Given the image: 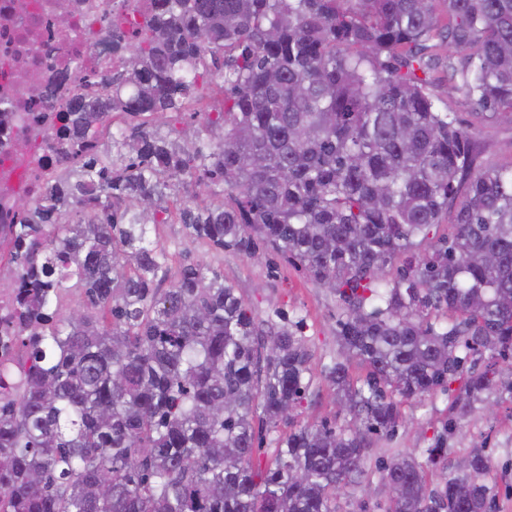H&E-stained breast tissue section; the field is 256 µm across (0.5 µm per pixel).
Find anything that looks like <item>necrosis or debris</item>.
<instances>
[{
	"mask_svg": "<svg viewBox=\"0 0 512 512\" xmlns=\"http://www.w3.org/2000/svg\"><path fill=\"white\" fill-rule=\"evenodd\" d=\"M147 0H69L75 31L56 27L57 0H0V404L22 386L25 351L17 342L14 314L36 271L15 259L14 225L19 198H34L60 166L55 152L59 113L70 90L87 74L75 67L68 84L52 86L56 64L78 55L120 61L130 28L109 38L103 20Z\"/></svg>",
	"mask_w": 512,
	"mask_h": 512,
	"instance_id": "obj_1",
	"label": "necrosis or debris"
}]
</instances>
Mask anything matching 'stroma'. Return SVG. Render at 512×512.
I'll list each match as a JSON object with an SVG mask.
<instances>
[{"label":"stroma","mask_w":512,"mask_h":512,"mask_svg":"<svg viewBox=\"0 0 512 512\" xmlns=\"http://www.w3.org/2000/svg\"><path fill=\"white\" fill-rule=\"evenodd\" d=\"M429 96L463 127L476 134L481 169H497L512 164V124L484 118L465 92L449 90L445 81L435 79L426 87ZM152 241L163 245L173 261L183 255L221 272L252 307L259 320L277 327L298 328L311 351L310 388L302 403L300 419L319 422L335 415L334 392L324 377V367L335 357L336 320L341 312L335 295L308 280L291 264H275L247 259L231 251H219L202 240L192 239L184 225L155 224ZM491 408L476 407L449 435L451 453L484 449L494 464L496 512H512V397L495 393ZM448 394L439 392L423 403H408L406 416L390 437L372 439L370 460L390 458L396 452H416L428 447L448 422ZM368 482L343 496L339 512H388L389 494L376 473Z\"/></svg>","instance_id":"35a3bbf8"}]
</instances>
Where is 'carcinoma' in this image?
<instances>
[{
    "label": "carcinoma",
    "instance_id": "carcinoma-1",
    "mask_svg": "<svg viewBox=\"0 0 512 512\" xmlns=\"http://www.w3.org/2000/svg\"><path fill=\"white\" fill-rule=\"evenodd\" d=\"M434 2L148 0L142 21L124 19L129 57L89 66L62 116L59 174L18 203L17 239L41 266L20 301L23 389L0 407L1 508L336 512L403 404L457 383L461 417L512 395V165L477 170L473 133L426 93L440 62L512 123V0H442V17ZM217 96L204 145L150 129ZM114 112L139 122L107 137ZM186 182L212 197L181 200L191 237L273 254L338 297L326 378L352 426L295 422L311 359L296 332L263 327L214 269L171 272L149 226L169 223ZM69 281L86 297L78 321L61 312ZM447 437L376 462L390 512H492L491 459H452Z\"/></svg>",
    "mask_w": 512,
    "mask_h": 512
}]
</instances>
